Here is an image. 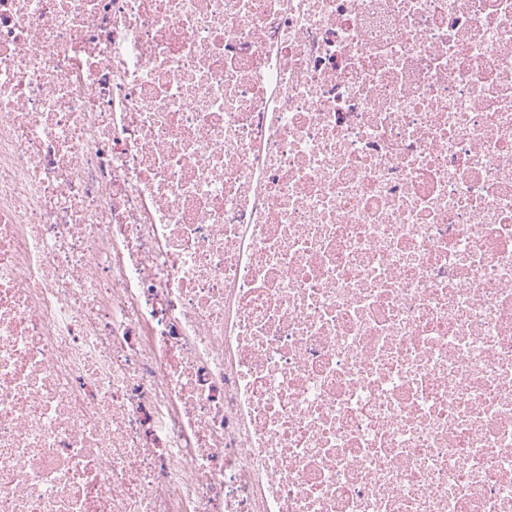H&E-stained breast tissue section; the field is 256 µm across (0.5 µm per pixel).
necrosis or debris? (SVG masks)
Returning a JSON list of instances; mask_svg holds the SVG:
<instances>
[{
  "mask_svg": "<svg viewBox=\"0 0 512 512\" xmlns=\"http://www.w3.org/2000/svg\"><path fill=\"white\" fill-rule=\"evenodd\" d=\"M0 512H512V0H0Z\"/></svg>",
  "mask_w": 512,
  "mask_h": 512,
  "instance_id": "1",
  "label": "necrosis or debris"
}]
</instances>
